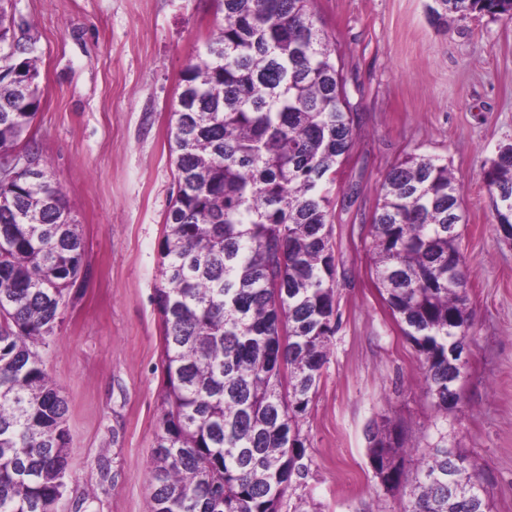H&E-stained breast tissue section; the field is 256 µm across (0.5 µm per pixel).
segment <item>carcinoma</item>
Segmentation results:
<instances>
[{
  "label": "carcinoma",
  "instance_id": "cac0c4a2",
  "mask_svg": "<svg viewBox=\"0 0 512 512\" xmlns=\"http://www.w3.org/2000/svg\"><path fill=\"white\" fill-rule=\"evenodd\" d=\"M224 21L182 75L171 113L176 196L161 242L166 387L148 470L149 512H282L310 474L302 421L336 333V263L326 184L350 155L345 85L310 0H222ZM512 20V0H432L446 28ZM0 6V149L26 138L41 103L35 60ZM0 180V512H56L68 469L67 404L30 343L53 334L84 245L61 186L12 166ZM512 239V144L484 172ZM462 186L438 157L387 172L371 217L374 283L448 411L471 339ZM368 455L401 512H490L459 448L421 452L411 476L397 427L368 431Z\"/></svg>",
  "mask_w": 512,
  "mask_h": 512
}]
</instances>
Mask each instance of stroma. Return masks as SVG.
<instances>
[{
	"instance_id": "stroma-1",
	"label": "stroma",
	"mask_w": 512,
	"mask_h": 512,
	"mask_svg": "<svg viewBox=\"0 0 512 512\" xmlns=\"http://www.w3.org/2000/svg\"><path fill=\"white\" fill-rule=\"evenodd\" d=\"M431 0H312L354 116L334 183L336 333L303 423L306 492L321 512H400L368 458L369 426L406 445L446 440L476 465L491 512H512V241L492 218L484 171L512 142V21L433 26ZM220 0H11L42 89L30 129L84 240L62 321L32 349L68 405L58 512H148V467L165 389L155 302L175 194L170 114L186 65L223 21ZM446 159L463 190L461 249L475 312L450 413L422 386L421 357L370 275L380 185L410 154Z\"/></svg>"
}]
</instances>
